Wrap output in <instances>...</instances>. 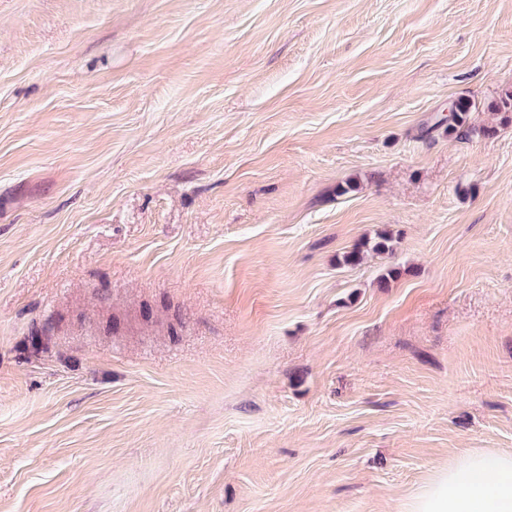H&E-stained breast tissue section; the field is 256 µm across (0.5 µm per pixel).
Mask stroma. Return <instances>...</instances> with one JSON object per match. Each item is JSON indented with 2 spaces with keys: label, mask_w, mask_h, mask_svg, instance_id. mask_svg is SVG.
Wrapping results in <instances>:
<instances>
[{
  "label": "stroma",
  "mask_w": 512,
  "mask_h": 512,
  "mask_svg": "<svg viewBox=\"0 0 512 512\" xmlns=\"http://www.w3.org/2000/svg\"><path fill=\"white\" fill-rule=\"evenodd\" d=\"M510 91L512 0H0V512H399L512 450ZM452 115L448 124L449 133H457L460 136H469L475 133V129L470 127L467 122V114L469 112V103L465 100H458L451 109ZM395 239L393 235L387 231L377 234V241L370 246V241H363L356 245L350 252L343 256L346 264L356 265L364 259L365 252L371 251L373 253L381 254L392 251L394 248Z\"/></svg>",
  "instance_id": "stroma-1"
}]
</instances>
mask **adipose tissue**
Masks as SVG:
<instances>
[{
  "instance_id": "obj_1",
  "label": "adipose tissue",
  "mask_w": 512,
  "mask_h": 512,
  "mask_svg": "<svg viewBox=\"0 0 512 512\" xmlns=\"http://www.w3.org/2000/svg\"><path fill=\"white\" fill-rule=\"evenodd\" d=\"M402 512H512V451L476 448L437 468Z\"/></svg>"
}]
</instances>
